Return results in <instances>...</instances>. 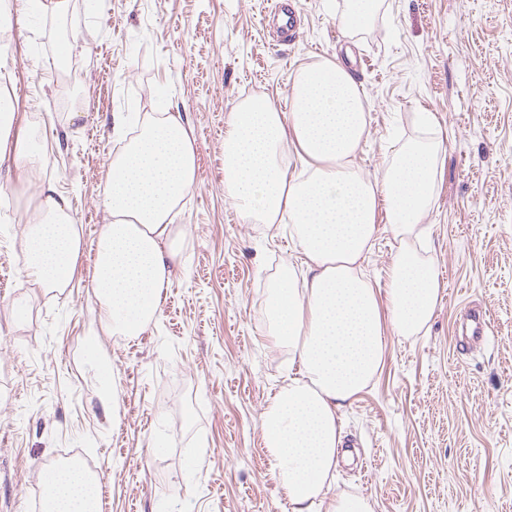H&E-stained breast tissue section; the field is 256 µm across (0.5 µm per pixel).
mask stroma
Returning a JSON list of instances; mask_svg holds the SVG:
<instances>
[{"instance_id": "1", "label": "stroma", "mask_w": 512, "mask_h": 512, "mask_svg": "<svg viewBox=\"0 0 512 512\" xmlns=\"http://www.w3.org/2000/svg\"><path fill=\"white\" fill-rule=\"evenodd\" d=\"M272 2L64 0L6 14L0 95L13 137L34 132L46 156L20 181L0 167V512H31L41 470L72 452L100 477L101 512H288L260 414L294 366L263 336L261 308L271 276L301 257L288 225L244 222L225 193L224 133L239 99L289 110L301 65L347 53L366 99L353 158L365 178L393 140L416 136V113L446 141L423 220L440 301L426 332L386 333L381 372L341 411L355 453L336 491L373 512H512V0H381L356 34L345 0H288L285 39L268 24ZM152 112L181 113L196 182L173 219L182 263L161 314L141 336H115L89 286L112 117ZM50 183L84 241L70 286L53 291L22 269L18 209ZM378 227L363 267L382 289L396 245ZM469 305L490 326L477 348L457 339ZM93 329L108 388L85 343Z\"/></svg>"}]
</instances>
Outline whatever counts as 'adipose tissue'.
Returning <instances> with one entry per match:
<instances>
[{"label": "adipose tissue", "instance_id": "obj_1", "mask_svg": "<svg viewBox=\"0 0 512 512\" xmlns=\"http://www.w3.org/2000/svg\"><path fill=\"white\" fill-rule=\"evenodd\" d=\"M292 107L240 100L224 135V190L252 224L289 223L303 273L280 269L270 281L262 326L287 347L300 371L264 407L260 425L273 478L290 512H372L360 496L336 493L340 460L350 458L339 412L367 388L384 361V334L416 336L439 302L431 259L413 247L434 195L441 143L396 141L380 179L353 166L367 135L363 90L341 59L299 68ZM113 153L103 190L110 221L92 258L91 286L102 324L139 336L156 320L181 259L173 215L196 181L193 139L180 113L157 112ZM296 155L300 170L290 168ZM397 244L387 292L366 279L379 216ZM82 235L54 186L23 228L22 266L39 287H69ZM50 512H90L98 490L77 469H52Z\"/></svg>", "mask_w": 512, "mask_h": 512}]
</instances>
